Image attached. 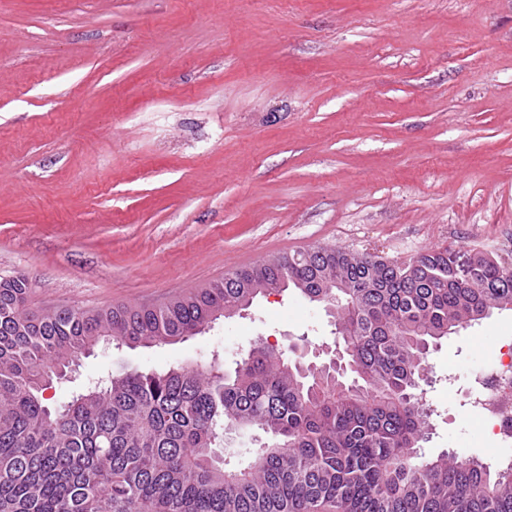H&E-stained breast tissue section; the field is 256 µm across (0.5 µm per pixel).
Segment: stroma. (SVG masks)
Listing matches in <instances>:
<instances>
[{
    "instance_id": "1",
    "label": "stroma",
    "mask_w": 512,
    "mask_h": 512,
    "mask_svg": "<svg viewBox=\"0 0 512 512\" xmlns=\"http://www.w3.org/2000/svg\"><path fill=\"white\" fill-rule=\"evenodd\" d=\"M317 245L512 255V0H0V277L30 308L156 304ZM260 340L336 337L288 291L77 374L230 373ZM510 346L497 311L431 352L426 457L493 450L463 391Z\"/></svg>"
}]
</instances>
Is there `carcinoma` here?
Masks as SVG:
<instances>
[{"label":"carcinoma","instance_id":"carcinoma-1","mask_svg":"<svg viewBox=\"0 0 512 512\" xmlns=\"http://www.w3.org/2000/svg\"><path fill=\"white\" fill-rule=\"evenodd\" d=\"M290 289L330 311L345 368L258 343L231 376L214 360L45 396L99 346L186 340ZM30 292L0 278V512H512V464L424 459L419 393L434 346L512 310V261L320 246L158 304L32 312ZM229 425L268 436L245 467L216 452Z\"/></svg>","mask_w":512,"mask_h":512}]
</instances>
